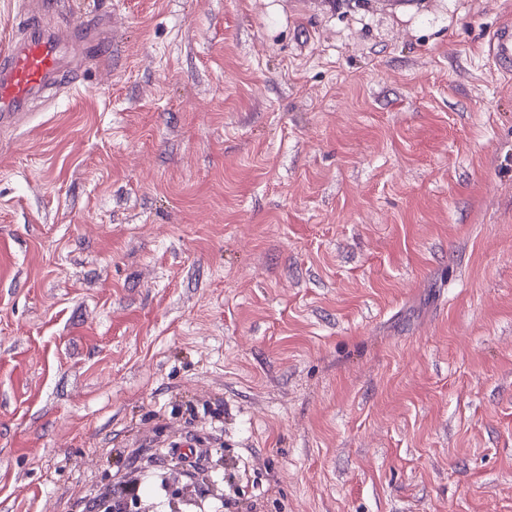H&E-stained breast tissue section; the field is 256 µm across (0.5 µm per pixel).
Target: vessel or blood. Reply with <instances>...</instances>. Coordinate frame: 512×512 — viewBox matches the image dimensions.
<instances>
[{"instance_id":"b4317fda","label":"vessel or blood","mask_w":512,"mask_h":512,"mask_svg":"<svg viewBox=\"0 0 512 512\" xmlns=\"http://www.w3.org/2000/svg\"><path fill=\"white\" fill-rule=\"evenodd\" d=\"M15 29V36L0 42V127L21 129L30 123L31 100L64 75L66 43L81 44L95 55L108 43L87 16L73 24L67 36L45 31L36 7L19 10ZM489 55L502 72L512 73V23L496 29Z\"/></svg>"}]
</instances>
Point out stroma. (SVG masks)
Listing matches in <instances>:
<instances>
[{
    "label": "stroma",
    "mask_w": 512,
    "mask_h": 512,
    "mask_svg": "<svg viewBox=\"0 0 512 512\" xmlns=\"http://www.w3.org/2000/svg\"><path fill=\"white\" fill-rule=\"evenodd\" d=\"M0 129V512H512V0H85ZM489 56L502 72L512 73V22L501 24L489 44Z\"/></svg>",
    "instance_id": "1"
}]
</instances>
